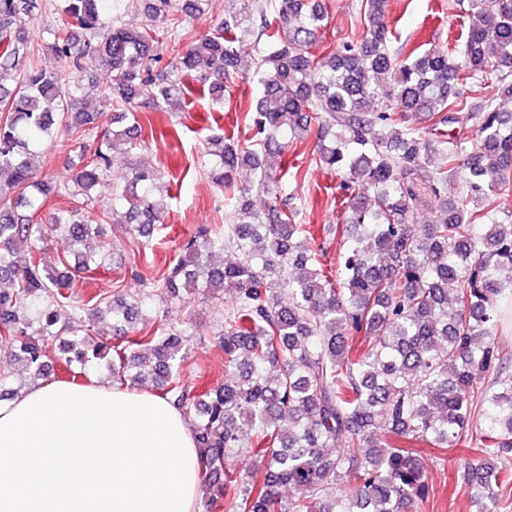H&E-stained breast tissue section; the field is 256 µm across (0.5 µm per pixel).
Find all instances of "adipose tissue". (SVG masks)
Instances as JSON below:
<instances>
[{
	"label": "adipose tissue",
	"mask_w": 512,
	"mask_h": 512,
	"mask_svg": "<svg viewBox=\"0 0 512 512\" xmlns=\"http://www.w3.org/2000/svg\"><path fill=\"white\" fill-rule=\"evenodd\" d=\"M198 450L170 403L45 380L0 403V512H197Z\"/></svg>",
	"instance_id": "ef3b65f1"
}]
</instances>
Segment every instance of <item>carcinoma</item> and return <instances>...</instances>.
I'll return each mask as SVG.
<instances>
[{"mask_svg":"<svg viewBox=\"0 0 512 512\" xmlns=\"http://www.w3.org/2000/svg\"><path fill=\"white\" fill-rule=\"evenodd\" d=\"M65 2L51 48L76 72L111 69L101 100L111 115L87 153L80 138L98 115L70 105L84 87L27 65L38 0H0V280L13 285L0 292V344L37 378L53 353L74 378L104 359L116 383L140 390L151 380L189 418L203 495L228 512H415L430 496L418 443L466 450L459 476L481 512L512 504V352L498 341L512 306V223H484L512 190V114L492 96L471 113L472 137L437 131L465 110L476 80L512 97V0H469L462 47L417 55L394 46L386 0H362L363 33L328 54L326 0H271L270 12L260 0H225L221 26L185 47L173 41L178 50L161 70L156 24L175 34L209 0H140L147 23L135 26L109 18L107 0ZM263 38L261 55L247 53ZM248 74L257 86L244 116L249 144L225 133L204 148L209 178L232 204L228 224L200 228L156 284L172 304L195 288L232 295L219 335L224 384L199 393L183 375L192 336L183 318L110 347L94 340L102 307L122 331L144 320L150 294L93 296L80 307L88 317L64 328L59 310L79 274L109 266L100 225L79 218L99 187L111 189L103 215L125 210L143 245L163 226L158 173L112 172L113 154L155 138L143 133L138 107L197 96L221 105ZM311 137L315 162L338 180L334 272L315 230L297 223L298 207L256 212L249 188H235L245 165L257 189L278 199L288 143ZM60 142L78 158L61 185L37 176ZM450 179L461 184L456 199L445 195ZM423 189L434 199L430 224L415 221ZM58 192L70 205L38 221ZM55 236L84 252L48 267ZM226 248L238 261L218 267L212 259ZM480 409L483 428L473 426ZM243 453L262 476L235 466ZM286 486L295 491L288 499Z\"/></svg>","mask_w":512,"mask_h":512,"instance_id":"1","label":"carcinoma"}]
</instances>
